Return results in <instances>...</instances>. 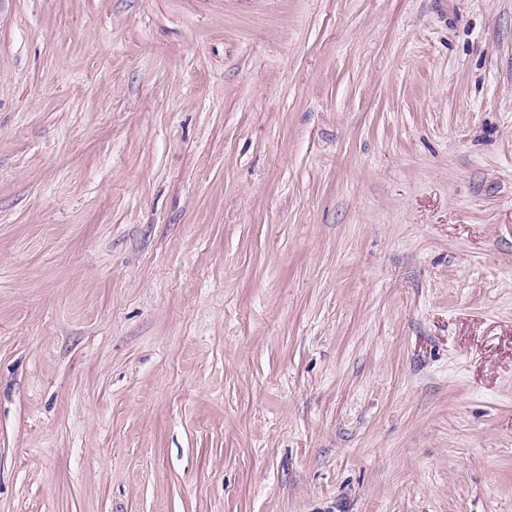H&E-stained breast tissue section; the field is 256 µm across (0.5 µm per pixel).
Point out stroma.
I'll list each match as a JSON object with an SVG mask.
<instances>
[{
    "instance_id": "1",
    "label": "stroma",
    "mask_w": 512,
    "mask_h": 512,
    "mask_svg": "<svg viewBox=\"0 0 512 512\" xmlns=\"http://www.w3.org/2000/svg\"><path fill=\"white\" fill-rule=\"evenodd\" d=\"M0 512H512V0H0Z\"/></svg>"
}]
</instances>
